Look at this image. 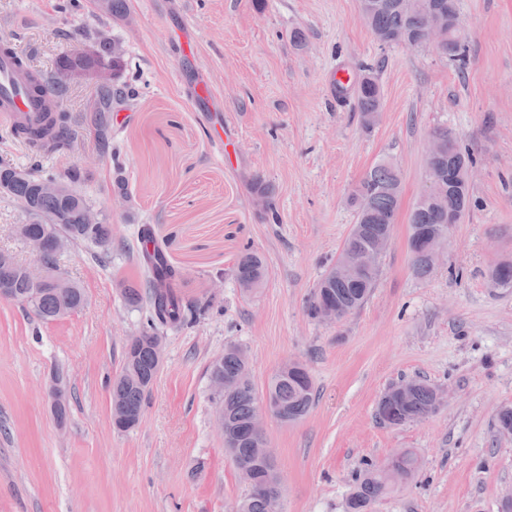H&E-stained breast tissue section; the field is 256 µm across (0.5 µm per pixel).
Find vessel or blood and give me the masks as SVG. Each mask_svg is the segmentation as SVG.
Instances as JSON below:
<instances>
[{
    "instance_id": "obj_1",
    "label": "vessel or blood",
    "mask_w": 512,
    "mask_h": 512,
    "mask_svg": "<svg viewBox=\"0 0 512 512\" xmlns=\"http://www.w3.org/2000/svg\"><path fill=\"white\" fill-rule=\"evenodd\" d=\"M24 58L15 45H0V122L6 127H41L43 99L19 78Z\"/></svg>"
}]
</instances>
